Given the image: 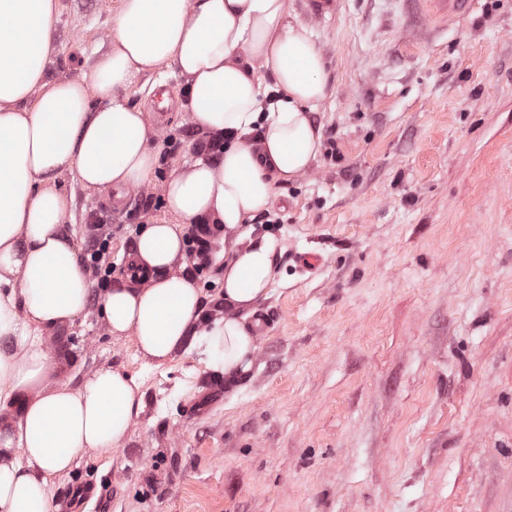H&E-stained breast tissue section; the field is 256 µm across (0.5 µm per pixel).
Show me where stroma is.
I'll return each mask as SVG.
<instances>
[{
    "mask_svg": "<svg viewBox=\"0 0 512 512\" xmlns=\"http://www.w3.org/2000/svg\"><path fill=\"white\" fill-rule=\"evenodd\" d=\"M119 8L59 0L49 79L92 70ZM307 29L330 88L312 114L323 145L272 223L252 222L283 244L252 368L194 413L215 377L199 352L145 363L94 306L54 329L72 386L118 368L144 410L123 449L84 456L53 497L108 477L83 512H512V0L445 25L405 0H343ZM169 81L176 145L151 139V182L127 210L109 218L74 172L55 179L72 199L63 232L82 252L89 224H111L120 271L141 225L170 221L163 183L206 137L174 67L119 94L150 115Z\"/></svg>",
    "mask_w": 512,
    "mask_h": 512,
    "instance_id": "35a3bbf8",
    "label": "stroma"
}]
</instances>
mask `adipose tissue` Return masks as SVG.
I'll use <instances>...</instances> for the list:
<instances>
[{"label":"adipose tissue","instance_id":"adipose-tissue-1","mask_svg":"<svg viewBox=\"0 0 512 512\" xmlns=\"http://www.w3.org/2000/svg\"><path fill=\"white\" fill-rule=\"evenodd\" d=\"M57 9L0 0V512H56L53 478L87 452L121 448L143 411L135 377L101 367L74 387L50 352V330L83 315L91 294L52 177L69 168L87 189L138 188L156 162L143 112L119 89L174 66L191 122L230 142L219 161L198 155L170 173L163 195L177 221L142 229L136 276L99 296L105 330L157 363L203 350L228 387L253 365L248 318L268 296L280 247L270 234L252 239L251 222L316 160L311 114L329 93L321 52L288 0H122L110 51L90 73L52 80ZM187 224L224 244V314L207 322L187 271Z\"/></svg>","mask_w":512,"mask_h":512}]
</instances>
